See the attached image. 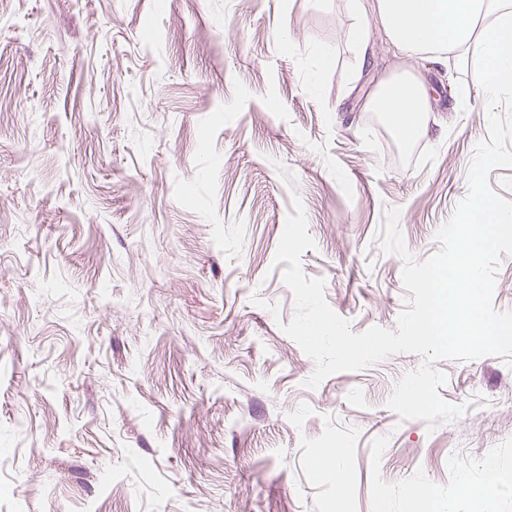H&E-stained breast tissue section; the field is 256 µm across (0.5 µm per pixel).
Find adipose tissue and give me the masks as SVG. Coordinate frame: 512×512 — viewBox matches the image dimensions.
<instances>
[{
	"instance_id": "obj_1",
	"label": "adipose tissue",
	"mask_w": 512,
	"mask_h": 512,
	"mask_svg": "<svg viewBox=\"0 0 512 512\" xmlns=\"http://www.w3.org/2000/svg\"><path fill=\"white\" fill-rule=\"evenodd\" d=\"M377 12L399 50L453 52L456 65L470 69L475 94L491 98L512 89V0H377ZM371 103L408 136L429 93L408 76L378 88Z\"/></svg>"
}]
</instances>
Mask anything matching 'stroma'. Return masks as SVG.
<instances>
[{"label": "stroma", "mask_w": 512, "mask_h": 512, "mask_svg": "<svg viewBox=\"0 0 512 512\" xmlns=\"http://www.w3.org/2000/svg\"><path fill=\"white\" fill-rule=\"evenodd\" d=\"M350 0H8L0 10V512H512V368L441 360L466 404L388 406L401 353L305 388L274 258L293 197L304 274L352 332L395 329L403 260L468 192L486 99ZM329 52L318 66L313 47ZM417 74L411 137L368 107ZM330 450L337 482L317 462ZM496 487L448 500L460 482Z\"/></svg>", "instance_id": "stroma-1"}]
</instances>
